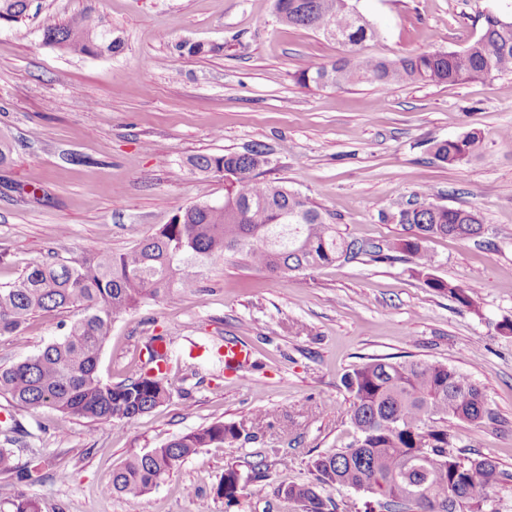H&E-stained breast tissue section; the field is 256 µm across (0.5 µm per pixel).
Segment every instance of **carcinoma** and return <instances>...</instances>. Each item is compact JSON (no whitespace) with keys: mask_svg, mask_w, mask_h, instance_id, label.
<instances>
[{"mask_svg":"<svg viewBox=\"0 0 512 512\" xmlns=\"http://www.w3.org/2000/svg\"><path fill=\"white\" fill-rule=\"evenodd\" d=\"M279 19L289 25L339 34L349 53L329 64L305 69L303 84L342 85L366 81L388 87L399 83H459L512 72V20L484 17L482 34L461 50H438L393 60L363 57L357 46L375 35L355 20L344 0H275ZM30 0H0V21L19 22ZM43 40L68 53L98 55L120 51L98 17L73 16L52 25ZM475 130L433 145L445 165L467 162L479 149ZM268 163L261 148L246 153L198 155L192 170L222 174L224 201L189 206L155 233L124 252L104 248L78 259L32 265L15 283L0 285V336L24 337L30 318L41 312L70 313L62 335L38 353L0 367V395L18 407L50 409L64 417L101 425L130 421L164 404L171 395L168 347H147L138 377L110 384L98 375V363L112 324L142 303L173 302L197 290L195 269L228 255L270 273L302 272L336 262L363 247L343 239L309 198L260 179ZM398 223L408 235L388 250L409 256L424 283L458 303L475 305L477 286L433 277L425 243L437 237L468 239L481 234L477 213L433 204L401 210ZM352 397L354 436L342 448L309 462L314 480L277 487V497L302 512H327L321 490L362 491L370 495L365 512H494L504 474L488 457L470 458L457 449L448 421L476 424L489 414L481 389L446 363L372 358L344 377ZM232 424L215 423L136 454L116 470L108 491L129 508L184 460L212 445L237 439ZM19 484L33 481V470L14 464L13 451L0 448V475ZM265 493L258 477L242 490L228 489L227 505L242 496ZM13 512H41L38 500L19 494Z\"/></svg>","mask_w":512,"mask_h":512,"instance_id":"cac0c4a2","label":"carcinoma"}]
</instances>
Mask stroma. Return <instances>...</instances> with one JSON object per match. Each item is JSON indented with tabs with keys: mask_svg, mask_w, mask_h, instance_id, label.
<instances>
[{
	"mask_svg": "<svg viewBox=\"0 0 512 512\" xmlns=\"http://www.w3.org/2000/svg\"><path fill=\"white\" fill-rule=\"evenodd\" d=\"M351 3L377 31L359 54L380 59L459 50L480 37L485 14L512 17V0ZM82 12L121 40L119 54L73 56L44 42L47 26ZM347 52L281 22L275 0H32L22 23L0 25V141L11 150L0 165V285L92 246L124 251L190 205L223 202V176L191 173L188 159L255 146L268 157L262 179L307 196L358 243L404 236L396 215L422 188L428 203L473 210L484 226L472 239L426 244L435 277L480 281L472 308L428 288L403 254L278 274L229 255L201 269L198 292L117 320L100 356L102 380L123 382L149 337L168 336L179 373L164 405L103 426L0 397V413L31 433L20 463L39 466L21 487L0 475V512L21 492L41 512H127L106 491L113 472L214 423L241 434L180 463L140 512H195L190 486L210 512H301L274 489L311 481L309 460L351 441L344 376L385 356L445 363L481 387L491 418L448 429L466 456L490 457L506 474L498 508L512 512V334L502 328L512 320V74L388 88L299 82L303 69ZM472 129L483 144L471 161L434 158L435 142ZM66 319L42 313L25 338L0 336V365L58 338ZM231 338L253 352L238 372L216 357ZM231 467L261 473L266 495L227 506L217 487Z\"/></svg>",
	"mask_w": 512,
	"mask_h": 512,
	"instance_id": "35a3bbf8",
	"label": "stroma"
}]
</instances>
